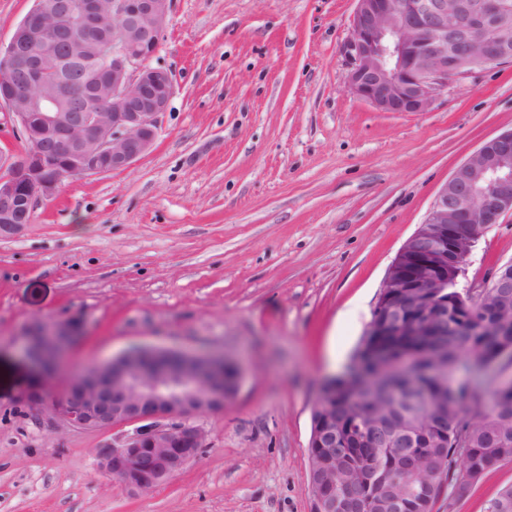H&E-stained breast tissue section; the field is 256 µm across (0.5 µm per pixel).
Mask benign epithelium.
<instances>
[{"label": "benign epithelium", "mask_w": 512, "mask_h": 512, "mask_svg": "<svg viewBox=\"0 0 512 512\" xmlns=\"http://www.w3.org/2000/svg\"><path fill=\"white\" fill-rule=\"evenodd\" d=\"M345 81L349 91L382 112H425L448 78L493 64L512 63V3L509 0H355ZM171 0H35L33 8L0 48V72L17 77L0 89L7 107L32 148L22 157L0 155V238L32 222L39 202L54 197L62 183L83 176L123 170L152 148L159 116L174 91L170 71L150 65L168 22ZM122 26L112 40L101 38L107 12ZM112 58L106 85L85 80L80 65L93 56ZM70 70L76 89L72 104L50 93L35 98L48 75ZM105 99L108 109L88 108ZM512 213V130L485 142L460 164L440 189L424 224L406 241L389 266L374 309V320L389 328L414 326L421 335L433 321L447 322L437 289L456 272L461 285L468 258L483 230ZM491 289L486 310L497 315L512 306V261L486 281L464 286L459 295ZM86 335L83 317L35 319L23 332V352L45 374L54 373ZM363 361L326 379L357 383ZM429 370L451 393L473 385L471 375L446 374L433 353ZM240 365L222 355H193L136 349L94 366L69 380L61 394L34 395L31 413L50 411L72 429L130 430L97 453L109 480L132 495L147 494L184 471L207 447L197 419L221 413L240 390ZM309 447L323 450L309 459L312 512H349L350 501L321 492L326 460L344 455L328 406L316 405ZM379 446L395 438L385 413L361 423ZM397 439V438H395ZM398 444L405 441L397 439ZM397 471H422L415 455L399 452ZM378 506L391 497V476L380 468L363 472Z\"/></svg>", "instance_id": "7a95c632"}]
</instances>
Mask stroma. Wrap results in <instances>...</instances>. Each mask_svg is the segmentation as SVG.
Segmentation results:
<instances>
[{
    "label": "stroma",
    "mask_w": 512,
    "mask_h": 512,
    "mask_svg": "<svg viewBox=\"0 0 512 512\" xmlns=\"http://www.w3.org/2000/svg\"><path fill=\"white\" fill-rule=\"evenodd\" d=\"M354 0H172L153 65L174 93L151 151L77 177L0 239V512H310L321 382L349 361L386 272L443 184L512 130V64L449 78L424 112H382L345 83ZM512 260V214L484 230L473 283ZM82 316L57 379L21 352L35 318ZM238 357L201 418L208 446L150 493L108 482L94 431L34 420L26 392L132 347ZM512 462L435 512H483Z\"/></svg>",
    "instance_id": "1"
}]
</instances>
